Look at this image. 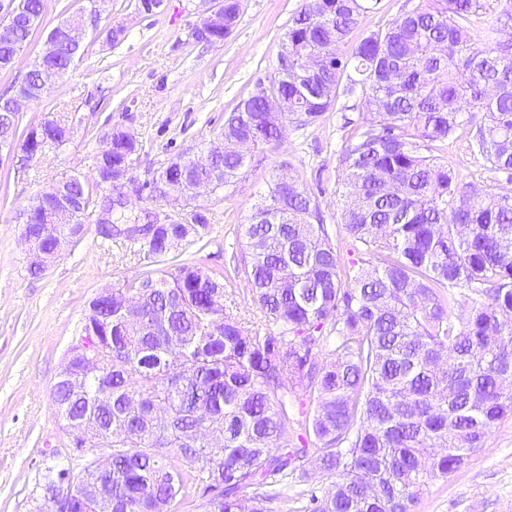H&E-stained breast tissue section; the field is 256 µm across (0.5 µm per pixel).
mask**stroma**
<instances>
[{"instance_id": "35a3bbf8", "label": "stroma", "mask_w": 512, "mask_h": 512, "mask_svg": "<svg viewBox=\"0 0 512 512\" xmlns=\"http://www.w3.org/2000/svg\"><path fill=\"white\" fill-rule=\"evenodd\" d=\"M42 25L0 71V94L11 90L47 49L49 31L59 22L88 14L89 0H46ZM302 0H241L233 32L224 42H195L190 31L204 17L201 0H164L147 14L139 0H106L96 27L88 28L85 51L38 103L19 114L20 127L54 115L74 127L60 150L26 160L15 152L0 165V512H46L43 476L69 450V438L52 405V388L70 349L82 336L90 300L100 289L145 276L173 278L181 263L224 274V306L251 329L261 314L245 274L232 259L245 248L243 224L276 175L296 176L318 194L324 218L342 262H349L342 224L343 199L336 188L338 159L348 130L347 100H338L322 120L299 129L286 124L278 144L248 154L236 184L185 201L201 211L207 227L201 243L182 244L163 261L125 238H102L88 225L83 238L64 246L42 274H32L21 243L17 214L53 183L73 175L96 182L95 158L114 128L142 142L131 172L150 180L171 161L196 157L218 141L224 121L243 99L268 82L281 42ZM120 25L125 38L109 45L105 32ZM443 163L474 181H496L465 141L450 143ZM414 512H512V418L499 422L484 448L448 479L427 481Z\"/></svg>"}]
</instances>
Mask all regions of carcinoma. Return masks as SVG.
Listing matches in <instances>:
<instances>
[{"label":"carcinoma","mask_w":512,"mask_h":512,"mask_svg":"<svg viewBox=\"0 0 512 512\" xmlns=\"http://www.w3.org/2000/svg\"><path fill=\"white\" fill-rule=\"evenodd\" d=\"M320 2L313 13L303 0L275 72L309 55L323 58L321 69L270 79L280 111L257 93L230 113L222 137L246 149L273 144L285 124L313 125L337 100L359 99L364 113L347 121L337 170L355 259L341 262L319 197L283 174L248 217L237 260L265 329H245L224 309V276L197 265L92 299L82 331L112 347V365L91 373L102 382L83 396L58 378L53 404L62 423L89 421L90 447L112 439V474L101 477L107 495L89 500L88 466L61 479L47 470L44 485L71 496L72 512H178L190 496L205 512H272L267 504L286 499L312 462L332 485L299 492L302 512H411L425 481L448 478L512 416V189L468 181L436 155L464 136L488 171L512 182V0H497L496 26L483 30L481 0H421L355 44L380 0ZM14 9L15 36L0 40L4 70L46 4ZM59 29L41 62L63 75L80 48ZM39 78L29 70L17 91L40 101ZM5 134L33 159L67 144L68 119L0 123ZM108 149L110 168L130 171L142 144L117 128ZM245 165V153L230 151L208 171L184 168L183 183L221 191ZM64 193L74 209L37 196L19 213L47 256L58 235L81 238L104 208L114 224L140 221L120 183L106 193L73 175ZM205 229L195 210L144 245L166 256ZM130 297L143 302L140 321L124 316ZM293 422L304 434L290 433ZM202 428L220 439L192 442Z\"/></svg>","instance_id":"obj_1"}]
</instances>
